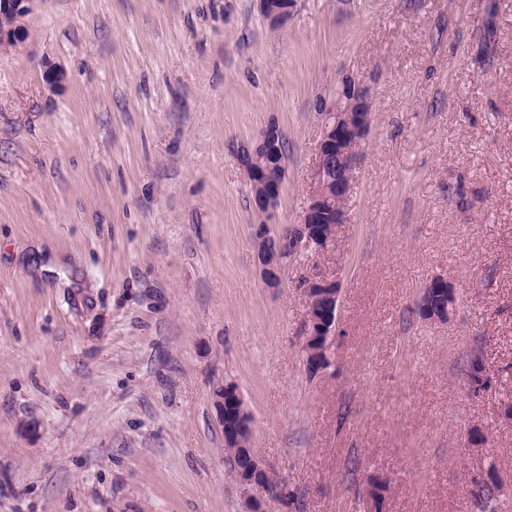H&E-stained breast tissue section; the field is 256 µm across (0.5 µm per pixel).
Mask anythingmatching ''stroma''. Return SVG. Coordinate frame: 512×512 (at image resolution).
Segmentation results:
<instances>
[{
  "mask_svg": "<svg viewBox=\"0 0 512 512\" xmlns=\"http://www.w3.org/2000/svg\"><path fill=\"white\" fill-rule=\"evenodd\" d=\"M35 0L0 49V512H241L213 391L288 486L269 512H512V0ZM64 78L55 89L47 69ZM366 77L348 221L260 277L237 148L269 123L311 186L315 102ZM340 285L332 364L302 361L303 283ZM448 279V322L416 312ZM491 386L471 390L474 348ZM480 430L486 444L469 443ZM297 0H258L259 11L271 28H282L294 13ZM435 293L443 296L447 293L448 298L443 299L440 296L435 295ZM433 297V303L438 305L440 303L446 304L445 309L443 305H440V310H435L434 305H432L431 297ZM455 301V290L453 286L448 282V279L442 276H437L432 278L429 282L425 284L423 287L418 301H417V312L420 318L427 322H446L448 320L449 312L453 303Z\"/></svg>",
  "mask_w": 512,
  "mask_h": 512,
  "instance_id": "1",
  "label": "stroma"
}]
</instances>
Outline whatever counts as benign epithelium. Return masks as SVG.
<instances>
[{
    "mask_svg": "<svg viewBox=\"0 0 512 512\" xmlns=\"http://www.w3.org/2000/svg\"><path fill=\"white\" fill-rule=\"evenodd\" d=\"M35 0H0V48L22 40L17 20L26 15ZM297 0H258L259 11L272 28L283 27L294 13ZM373 97L370 84L362 77L345 72L338 79L335 93L317 100L316 115L319 137L312 186L298 221L275 233L270 225L287 178L283 159V137L278 126L271 124L252 141L240 145L239 165L250 184L260 195L252 200L253 209L262 221L251 225L261 277L269 288L281 284L285 272V255L300 254L308 248L334 237L336 225L347 223V210L328 205V186L336 196L346 198L352 191L355 168L360 160L372 124ZM307 297L303 324L302 354L307 371L316 375L330 365L329 341L336 332L340 289L334 279L315 276L305 281ZM448 295L446 308L437 310L431 297ZM455 301V290L442 276L432 278L423 287L417 312L427 322H445ZM489 373L482 356L472 359L469 385L478 387ZM219 422L230 418L234 425L224 429V445L232 447L227 460L234 480L243 496L242 512H268L272 501L288 496L273 468L250 445L251 417L245 408L238 386L226 382L215 394ZM365 512H382L384 492L369 484L363 496Z\"/></svg>",
    "mask_w": 512,
    "mask_h": 512,
    "instance_id": "obj_1",
    "label": "benign epithelium"
}]
</instances>
